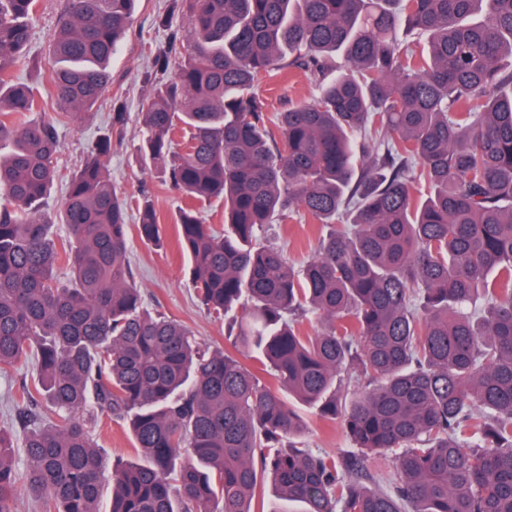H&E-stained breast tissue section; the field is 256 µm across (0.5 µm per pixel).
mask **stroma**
Masks as SVG:
<instances>
[{
    "label": "stroma",
    "instance_id": "stroma-1",
    "mask_svg": "<svg viewBox=\"0 0 512 512\" xmlns=\"http://www.w3.org/2000/svg\"><path fill=\"white\" fill-rule=\"evenodd\" d=\"M167 15L172 18L171 27L187 22V11L173 10L172 0H136L133 26L112 58L106 95L123 104L130 121L124 136L113 140L107 167L113 186L129 207H136L143 194H150L164 228V243L157 248L144 245L138 237L130 239L134 279L145 307L184 322L200 341L227 349L231 342L225 334L224 320L210 316L197 301L186 271L187 260L179 247L175 224L183 200L169 187L163 164L142 163L137 151L138 112L141 102L150 94L146 75L152 69L156 49L168 45L171 27L161 23L162 17ZM266 89L270 109L274 112L286 109L292 102L312 100L316 94V86L308 77L292 72L269 81ZM108 126L109 111L103 108L85 113L80 122L61 127L57 163L59 188L49 200L51 207L60 205L64 197L62 183L80 164L88 145L106 132ZM321 232V225L294 214L284 223L272 225L265 239L283 248L289 260L299 266L312 255ZM94 433L106 462L119 458L135 460L125 425L103 415L95 419Z\"/></svg>",
    "mask_w": 512,
    "mask_h": 512
}]
</instances>
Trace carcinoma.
Here are the masks:
<instances>
[{
  "instance_id": "1",
  "label": "carcinoma",
  "mask_w": 512,
  "mask_h": 512,
  "mask_svg": "<svg viewBox=\"0 0 512 512\" xmlns=\"http://www.w3.org/2000/svg\"><path fill=\"white\" fill-rule=\"evenodd\" d=\"M133 2L62 0L43 95L15 75L39 0H0V373L39 367L12 397L39 512H101L93 414L140 456L113 461L108 512H264L268 480L305 512H512V0H189L138 152L191 201L180 248L201 303L241 310L231 352L144 306L130 229L158 246L162 225L146 195L128 224L106 169L123 106L48 208ZM288 68L318 94L271 112L259 86ZM300 209L326 233L296 268L258 231ZM306 411L352 448H307ZM15 465L0 423V512Z\"/></svg>"
}]
</instances>
